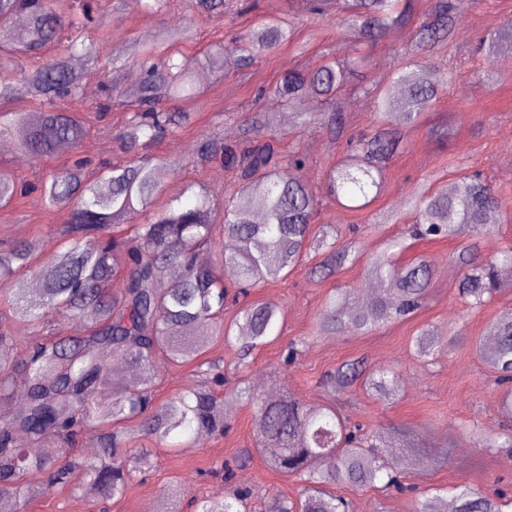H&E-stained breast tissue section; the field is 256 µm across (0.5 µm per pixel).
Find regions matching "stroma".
Wrapping results in <instances>:
<instances>
[{"label":"stroma","instance_id":"stroma-1","mask_svg":"<svg viewBox=\"0 0 512 512\" xmlns=\"http://www.w3.org/2000/svg\"><path fill=\"white\" fill-rule=\"evenodd\" d=\"M250 11L229 8L223 21L192 19L190 0H170L166 10L145 11L140 0H123L121 10L108 14L105 31H86L92 45L94 63L85 58L73 60L74 68L94 71L99 78L116 74L129 84L130 73L139 71L137 59L117 60L120 48L133 46L145 35L173 27L189 26L180 44L178 57L191 75L204 71L203 55L214 45L231 43L233 37L265 19H275L295 28L292 43L283 45L244 70L229 69L207 73L200 94L169 101L177 112L187 113V125L167 136L153 148L154 153L176 160L178 168L161 166L157 177L164 198L179 194L184 186L204 182L220 192L228 179L222 164L198 169L193 149L203 136L237 138L244 120L254 112L276 113L273 129L285 149L306 156L304 175L317 184L336 160L343 157V142L331 139L322 129L297 122L294 107L269 97L255 100L259 86L275 85L289 70L305 68L325 59H354L367 56L368 64L355 80L341 105L346 134L371 131L377 123L365 86L386 81L390 71L408 62L415 26L431 7V0H416L408 26L391 29L377 44L366 46L346 29L341 16L320 18L289 12L286 0H253ZM459 25L453 37L442 44L425 64L448 85L439 102L420 119L406 125L404 147L390 161L378 198L364 209H347L325 201L319 223L339 231L349 225H362L354 242L360 255L334 275L313 279L307 267L296 268L286 280L251 288L249 299L277 305L283 314L280 337L254 351L248 378L257 392L266 387L288 391L305 402L334 401L351 423L364 432L380 437L403 476L405 491L388 492L377 488L338 487L339 495L351 503L352 512H412L421 492L432 487L452 486L464 481L487 493L502 492L512 497V450L479 447L471 433L473 423L502 427V390L495 375L484 364L488 328L504 311L512 310V292L496 295L480 310H472L460 297L455 273L456 241L425 240L414 243L409 255L423 254L439 271L424 306L413 316L391 322L367 334L318 336L315 322L330 294L339 291L361 299L369 278L365 260L379 251L385 239L401 235V224L376 225L378 213L400 207L418 187H448L464 174L482 172L495 193L512 202V66L502 60L512 58V46L495 52L481 48L488 33L512 22V0H469L459 12ZM205 72V71H204ZM127 114L112 110L95 120L78 146L36 161L17 162L14 154L0 152V165L12 170L21 183H34L73 160L91 164L107 161L134 163V156L123 153L116 136ZM447 121L448 139H438L434 126ZM65 211L47 208L39 194L32 193L0 210V241L24 240L29 244L50 241L59 248L53 226L63 224ZM453 325L443 354L423 361L414 352V338L421 329ZM302 348L293 362L284 356L290 342ZM364 359L369 366L393 370L398 376V397L393 403L379 401L361 386L329 394L321 385L325 374L341 363ZM230 431L206 441L182 438L175 449L152 450L153 466L144 480L135 481L121 500L105 505L90 490L39 488L26 506L27 512H144L149 502H166L168 490L181 486L186 496L212 497L224 481L217 471L224 463L236 464L234 482L249 488L258 504L273 496L296 498L297 482L272 472L254 451L257 419L245 406L234 408Z\"/></svg>","mask_w":512,"mask_h":512}]
</instances>
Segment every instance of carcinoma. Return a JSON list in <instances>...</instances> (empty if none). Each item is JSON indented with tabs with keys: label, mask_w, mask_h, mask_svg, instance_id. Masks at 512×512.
Returning <instances> with one entry per match:
<instances>
[{
	"label": "carcinoma",
	"mask_w": 512,
	"mask_h": 512,
	"mask_svg": "<svg viewBox=\"0 0 512 512\" xmlns=\"http://www.w3.org/2000/svg\"><path fill=\"white\" fill-rule=\"evenodd\" d=\"M99 0H0V97L28 96L35 108L27 112L0 111V137L14 141L18 151L33 158L53 154L59 143L78 144L88 124L76 111L59 105L75 97L81 76L71 58L89 57L82 42L63 37L67 28L103 22ZM230 0H193L194 13L215 19L224 16ZM412 0H343L347 28L363 43H376L394 27L407 24ZM310 15L331 13L337 0H289ZM24 24L17 25V18ZM453 0H434L413 32L418 59L393 69L387 82L376 84L373 108L385 123L366 137L347 139L351 149L327 172L319 188L303 170L306 159L283 154L276 136L254 141L259 128L274 124L272 112H254L242 129L243 138L220 141L203 138L195 147L196 165L221 162L235 171L234 185L224 191L223 221L216 223L210 191L201 187L196 202L175 197L156 207L162 185L155 177L166 159L142 158L134 166H117L92 178L74 165L43 179L41 197L54 209L68 210V220L57 229L62 250L50 259L35 256L29 247L10 242L0 249V302L10 321L30 329L28 334L0 332V496L26 504L36 481L46 478L61 486L94 488L105 499H120L132 473L150 469L151 450L134 459L124 451L125 434L112 428L117 421L135 423L134 434L163 441L178 431L222 435L229 428L224 408L249 406L258 418L255 447L272 471L301 482L297 500L274 497L267 512H348L349 502L328 490L383 482L386 489H402L400 473L383 445L367 439L331 405L304 403L285 391L265 398L250 383L234 386L219 398L197 384L158 402L154 387L163 372L177 364L197 362L205 379L224 382L220 363L200 360L209 344L221 341L237 347L239 365L248 366L251 352L280 335V309L268 302L243 305L232 321L220 323L229 289L224 277L247 295L245 287L282 279L310 254L320 261L311 277L333 275L355 261V247L340 241L334 228L316 224L323 197L339 202L361 199L362 206L379 194L383 172L402 145L401 132L386 123L400 111V123H411L431 109L439 98L440 81L419 56L447 42L456 25ZM188 28L169 30L141 44L138 55L146 69L136 86L121 89L102 84L97 111L108 112L121 102L128 117L118 135L128 153L145 151L174 134L188 122L182 112L162 108L172 96L196 91L191 76L175 58V46ZM294 31L276 20L246 32L238 53L219 47L206 54L215 72L229 67L245 69L259 58L293 40ZM489 51L512 42L507 29L483 38ZM58 53L44 58L47 49ZM358 72L352 61H323L291 71L273 88H260V97L273 96L289 104L307 98L333 100L346 91ZM330 134L341 139L342 118L336 112H311ZM293 170L285 177L283 164ZM17 183L0 168V208L9 207ZM412 215L408 225L416 239L458 241L456 260L461 275L459 294L474 307L512 289V245L489 256L481 254L478 237L490 232L489 216L507 209L477 174L458 179L454 190L417 189L407 200ZM147 215L134 236L115 237L108 229L124 219ZM209 249L215 260L198 262V252ZM404 250L399 239H387L380 253L367 263L368 274L381 286L366 307L341 294L325 304L315 323V334L365 333L416 313L427 298L436 275L431 260L419 255L405 262L395 258ZM119 280L123 288H112ZM63 319H78L85 328L74 336L61 335ZM439 330L425 329L415 341L416 353L427 358L435 350ZM495 343L482 351L485 364L502 381L512 379V312L491 324ZM121 359L137 375L130 385H112L107 365ZM362 381L365 388L389 401L397 396V377L385 368L348 362L326 375L338 389ZM25 401L15 411L8 405L14 390ZM100 432L98 448L90 456L77 453L83 432ZM24 436L28 443L18 442ZM487 448H512V433H479ZM451 502V512H503V503L460 482L451 496L438 489L416 502L414 512H439ZM252 496L238 490L222 498L200 501V512H252Z\"/></svg>",
	"instance_id": "obj_1"
}]
</instances>
